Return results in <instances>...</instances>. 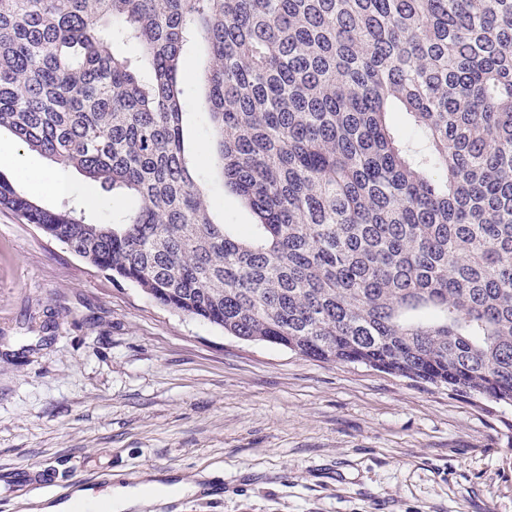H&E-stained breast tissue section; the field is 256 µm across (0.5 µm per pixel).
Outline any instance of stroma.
<instances>
[{"label":"stroma","instance_id":"obj_1","mask_svg":"<svg viewBox=\"0 0 512 512\" xmlns=\"http://www.w3.org/2000/svg\"><path fill=\"white\" fill-rule=\"evenodd\" d=\"M199 59L184 135L206 177ZM0 172L101 223L135 205L5 130ZM148 473L202 479L165 512H512V406L240 341L0 207V512Z\"/></svg>","mask_w":512,"mask_h":512}]
</instances>
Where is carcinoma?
<instances>
[{
    "mask_svg": "<svg viewBox=\"0 0 512 512\" xmlns=\"http://www.w3.org/2000/svg\"><path fill=\"white\" fill-rule=\"evenodd\" d=\"M192 45L248 233L185 146ZM2 129L138 201L92 222L0 174L1 207L160 306L512 405V0H0ZM213 195L221 199V206L215 211L219 222L239 224L242 228L256 222L254 215L237 196L227 190L222 193L221 185L214 186Z\"/></svg>",
    "mask_w": 512,
    "mask_h": 512,
    "instance_id": "cac0c4a2",
    "label": "carcinoma"
}]
</instances>
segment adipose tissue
<instances>
[{
  "mask_svg": "<svg viewBox=\"0 0 512 512\" xmlns=\"http://www.w3.org/2000/svg\"><path fill=\"white\" fill-rule=\"evenodd\" d=\"M200 490V485L191 481L171 484L147 481L135 486L111 488L100 500L79 490L68 500L46 506L43 512H72L76 507L82 508L83 512H157L158 508L172 503L175 498Z\"/></svg>",
  "mask_w": 512,
  "mask_h": 512,
  "instance_id": "adipose-tissue-1",
  "label": "adipose tissue"
}]
</instances>
